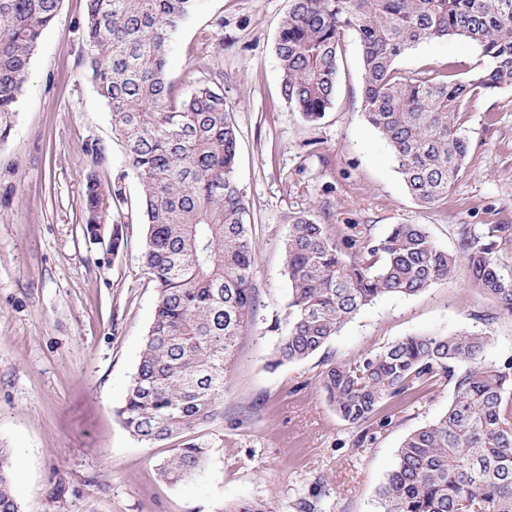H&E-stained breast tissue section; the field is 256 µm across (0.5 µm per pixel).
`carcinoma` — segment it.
Instances as JSON below:
<instances>
[{
    "instance_id": "1",
    "label": "carcinoma",
    "mask_w": 512,
    "mask_h": 512,
    "mask_svg": "<svg viewBox=\"0 0 512 512\" xmlns=\"http://www.w3.org/2000/svg\"><path fill=\"white\" fill-rule=\"evenodd\" d=\"M198 0H87L83 62L140 185L147 234L143 263L158 298L151 327L116 410L138 440L161 442L223 415L228 367L257 307L254 250L245 194L235 178L238 129L222 74L194 80L174 98L166 74L173 31ZM60 0H0V140L12 127L42 31ZM362 51V108L390 146L408 194L430 209L465 168L469 141L460 117L475 95L512 87V0H292L275 52L282 95L309 122L335 97L342 39ZM460 37L488 66L400 70L421 42ZM126 203L122 189L93 172L83 191L84 235ZM332 234L309 215L283 243L291 284L288 328L269 366L319 352L364 307L411 296L465 265L473 287L512 315V278L496 256V233L463 229L460 251L438 247L424 224ZM491 329L405 336L364 356L326 359L320 384L342 419L370 421L410 390L448 382L452 399L435 421L409 433L379 489L381 512H512V359L489 362ZM209 449L183 440L159 465L171 483L191 478ZM0 512H21L13 460L0 448ZM224 512H269L241 500Z\"/></svg>"
}]
</instances>
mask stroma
I'll return each instance as SVG.
<instances>
[{
    "instance_id": "obj_1",
    "label": "stroma",
    "mask_w": 512,
    "mask_h": 512,
    "mask_svg": "<svg viewBox=\"0 0 512 512\" xmlns=\"http://www.w3.org/2000/svg\"><path fill=\"white\" fill-rule=\"evenodd\" d=\"M291 0H198L173 32L167 77L186 97L206 71L224 74L239 129L235 177L255 247L256 316L239 339L224 415L191 430L210 451L187 483L163 481L174 441L133 438L115 410L125 398L152 322L157 290L142 259L147 226L140 188L82 59L86 0H61L32 58L10 136L0 141V447L17 465L22 512H222L261 499L273 512H380L377 490L402 440L443 414L450 385L385 402L362 425L344 421L318 375L324 359L360 357L417 334L491 329L489 361L512 357V316L469 282L466 268L410 297L362 309L310 358L270 368L288 327L282 241L313 213L336 235L348 225L374 237L423 224L439 247H460L462 227L497 240L512 275V88L474 97L461 116L467 167L446 199L424 209L409 196L393 153L362 110V56L343 38L333 105L313 123L281 94L274 43ZM210 41H203V34ZM484 66L461 39L428 41L397 66ZM96 143L99 156L86 154ZM123 175L125 247L110 254L84 236L83 184Z\"/></svg>"
}]
</instances>
